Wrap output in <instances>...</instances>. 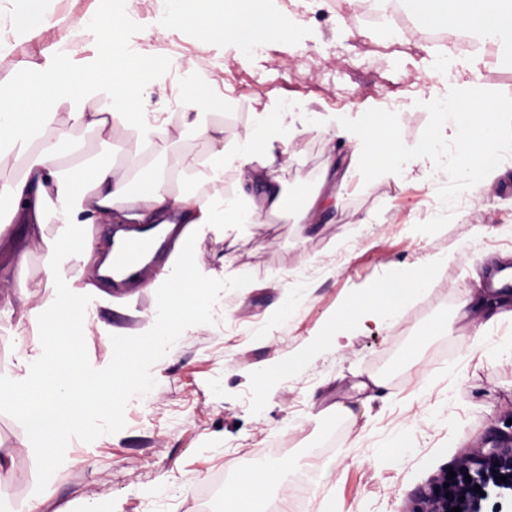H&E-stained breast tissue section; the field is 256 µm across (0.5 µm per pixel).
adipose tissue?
Returning a JSON list of instances; mask_svg holds the SVG:
<instances>
[{
  "mask_svg": "<svg viewBox=\"0 0 512 512\" xmlns=\"http://www.w3.org/2000/svg\"><path fill=\"white\" fill-rule=\"evenodd\" d=\"M418 25L425 29L454 27L477 37H494L501 57L512 63V0H410ZM197 16L198 37L236 42L242 50L271 37L274 28L289 29L283 15L272 22L239 7L237 0H171L157 26L165 34L185 13ZM15 38L0 37V59L17 57L22 81L0 80V161L23 159L24 170L0 183V233L11 224L26 227L25 246L13 258L24 264L29 247L41 252L52 288L44 304L26 316L42 337L33 356L8 390H0V413L25 420L33 435V451L54 464L68 441L84 437L89 426L123 408L131 396L148 401L152 385L143 361L173 344L187 325L208 315L215 290L212 272L190 260L193 240L212 224H264L278 214L285 197L278 150L295 128L331 129L350 143V167L366 174L398 172L405 148L393 133L388 113H359L355 126L318 112L252 113L245 135L227 137L223 122L199 124V114L216 107L208 70L210 60L189 59L190 75L182 97L187 110L143 112L142 95L160 78L149 51L128 41L129 15L113 13L94 39L90 55L61 57L47 32L60 26L48 0H14ZM430 110L446 138L430 140L428 151L443 152L456 171L449 196L474 194L501 171V157L512 149V101L481 95L474 83L456 85L431 100ZM197 127L209 151L193 165H157L154 142L170 136L172 123ZM86 128L101 140L123 133L127 150L117 160L89 165L66 145L65 129ZM251 205L239 206V193ZM112 224H158L174 235L168 264L145 283L157 302L138 338L120 344L110 370L87 372L81 365V338L93 322L89 282L67 280L68 258L95 265L105 251L81 228ZM54 235H46L47 225ZM288 464L279 460L225 491L228 512H268L267 487Z\"/></svg>",
  "mask_w": 512,
  "mask_h": 512,
  "instance_id": "obj_1",
  "label": "adipose tissue"
}]
</instances>
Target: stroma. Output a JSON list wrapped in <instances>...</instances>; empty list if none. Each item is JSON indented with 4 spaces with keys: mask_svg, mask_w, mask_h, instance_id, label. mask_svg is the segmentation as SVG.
I'll use <instances>...</instances> for the list:
<instances>
[{
    "mask_svg": "<svg viewBox=\"0 0 512 512\" xmlns=\"http://www.w3.org/2000/svg\"><path fill=\"white\" fill-rule=\"evenodd\" d=\"M290 14L291 37H272L243 53L228 41H200L191 24L154 35L160 13L134 14L131 0H67L80 28L53 30L62 51L87 55L97 17L133 13L127 38L153 51L165 71L143 98L146 112H180L189 79L172 67L171 44L184 58L215 61L210 79L235 115L228 136L244 133L252 112L395 110L394 133L409 149L396 176H354L337 188L336 206L307 232L291 219L316 190L328 152L348 159V145L312 130L295 136L280 172L285 211L265 224L208 232L192 251L195 265L224 273L209 316L190 325L146 372L153 382L143 409L126 404L68 443L52 466L32 451L19 417L0 414V512H24L42 495L41 512H199L197 488L221 470L245 476L279 459L314 466L310 512H410L429 479L473 449L493 451L512 432V321L490 327L478 345L472 316L458 311L479 295L492 262L512 260V154L503 172L470 199L443 211L439 189L455 170L422 153L434 129L428 103L456 82L480 83L512 99V64L460 56L434 67L419 40L380 35L351 22V0H274ZM209 148L185 129L157 142L159 163L193 164ZM426 279L393 319L345 325L350 304L367 300L385 279ZM301 299H293L294 284ZM27 295V307L51 293L41 253L30 250L21 272L0 279V296ZM154 295L101 287L94 327L82 343L85 368L108 370L113 344L132 339ZM437 321L449 337L429 335ZM345 334L332 341L334 326ZM38 340L28 319L0 321V375L16 374ZM353 420L336 419L337 407ZM374 448L383 457H371Z\"/></svg>",
    "mask_w": 512,
    "mask_h": 512,
    "instance_id": "35a3bbf8",
    "label": "stroma"
}]
</instances>
